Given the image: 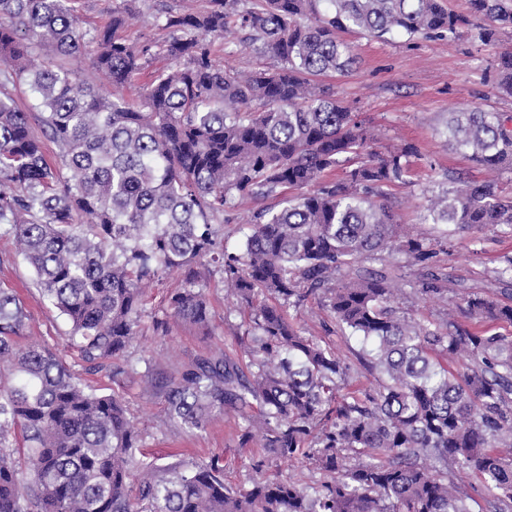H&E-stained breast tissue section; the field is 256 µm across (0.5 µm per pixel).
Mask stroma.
Returning <instances> with one entry per match:
<instances>
[{"instance_id":"obj_1","label":"stroma","mask_w":512,"mask_h":512,"mask_svg":"<svg viewBox=\"0 0 512 512\" xmlns=\"http://www.w3.org/2000/svg\"><path fill=\"white\" fill-rule=\"evenodd\" d=\"M444 5L470 19L455 42L404 34L378 40L345 32L341 38L352 47L355 62L347 73L325 80L331 92L348 104L365 126L377 131L374 152L386 155L394 149L413 146L403 180L384 187L379 201L394 212L398 223L429 238L436 237L437 229L422 221L426 198L450 186L455 178L479 182L488 175L486 167L449 144V110L480 106L512 115V97L500 95L495 89L498 54L512 46V30L499 31L494 41H483L484 23L471 16L468 0H444ZM214 52L225 67L236 71L274 64L270 56L249 44L242 30L217 40ZM69 66L110 96L136 99L145 83L144 78L138 77L126 85L112 87L96 71L87 52L70 58ZM508 256L512 257L510 232L485 229L456 233L449 243L436 245L430 261L432 270L444 276L442 294L409 302L411 314L425 321L438 320L448 302L460 301L470 293L512 305V284L499 282L495 274ZM0 287L14 289L19 295L29 315L30 336L53 347L96 393L124 396L141 431L142 450L148 456L166 463H202L216 456L222 459L230 484L249 485L253 473L248 467V453L240 445L242 419L224 414L214 416L202 431L170 428L163 393L143 378L147 371L156 376L175 373L209 352L238 353L234 329L242 313L228 297L219 276L206 279L210 335H203L192 326H179L165 337L150 333L140 337L131 349L132 357L138 361L139 376L135 379L113 377L111 367L98 369L82 359L70 344L69 323L43 300L32 271L6 237L0 239ZM288 316L305 335L324 341L350 364L358 384H369L370 376L360 360V340L335 326L317 299L290 308Z\"/></svg>"}]
</instances>
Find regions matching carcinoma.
I'll return each instance as SVG.
<instances>
[{
  "mask_svg": "<svg viewBox=\"0 0 512 512\" xmlns=\"http://www.w3.org/2000/svg\"><path fill=\"white\" fill-rule=\"evenodd\" d=\"M74 0H0V237L15 241L45 301L92 363L123 361L147 332L178 324L209 334L202 280L219 274L249 311L240 363L219 351L161 378L168 423L203 430L232 410L243 445L258 452L247 487L224 482L220 458L160 464L119 394L93 392L49 346L18 347L19 296L0 289V512H512V336L437 323L395 304L386 267L405 253L427 264L432 240L401 233L375 197L403 179L413 148L381 156L356 113L320 79L352 64L342 32H404L452 42L468 20L441 0H207L196 12L158 10L165 37L123 35L136 0L82 31ZM483 38L512 29V0H469ZM232 26L276 60L249 73L218 62ZM93 48L96 69L127 84L162 56L139 99L111 98L66 59ZM497 90L512 97V53ZM35 103L20 109L11 86ZM498 112H448L452 146L489 170L512 166V128ZM41 128L37 136L33 125ZM59 147L50 161L43 139ZM346 178L320 182L347 160ZM301 189L253 213L243 247H224V211L237 198ZM424 222L512 233V198L497 180H455L424 206ZM178 272L166 306L146 311L145 288ZM318 298L365 345L370 386L329 345L305 336L287 309ZM478 321L512 323V306L465 298ZM271 459H301L314 486L266 474ZM474 475L472 497L456 473Z\"/></svg>",
  "mask_w": 512,
  "mask_h": 512,
  "instance_id": "cac0c4a2",
  "label": "carcinoma"
}]
</instances>
